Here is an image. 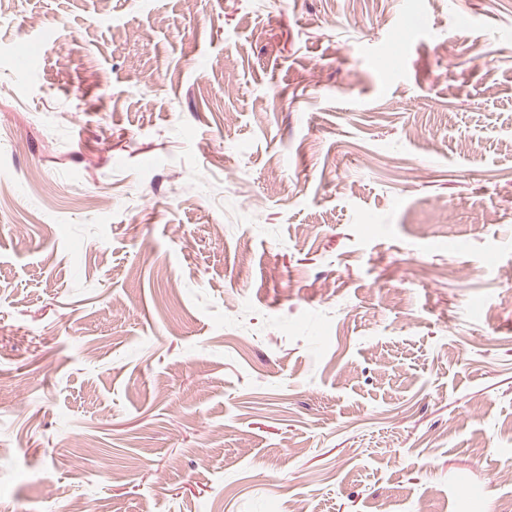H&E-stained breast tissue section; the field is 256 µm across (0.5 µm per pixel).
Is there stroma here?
Masks as SVG:
<instances>
[{"label":"stroma","mask_w":512,"mask_h":512,"mask_svg":"<svg viewBox=\"0 0 512 512\" xmlns=\"http://www.w3.org/2000/svg\"><path fill=\"white\" fill-rule=\"evenodd\" d=\"M509 267L512 0H0V512H497Z\"/></svg>","instance_id":"stroma-1"}]
</instances>
